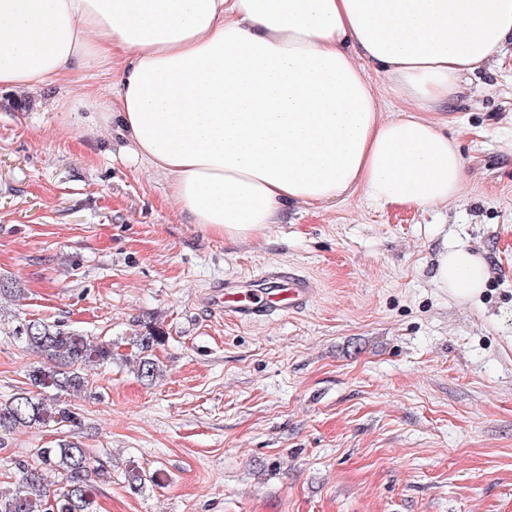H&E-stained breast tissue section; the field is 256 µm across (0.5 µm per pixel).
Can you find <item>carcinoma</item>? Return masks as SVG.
<instances>
[{
    "label": "carcinoma",
    "instance_id": "cac0c4a2",
    "mask_svg": "<svg viewBox=\"0 0 512 512\" xmlns=\"http://www.w3.org/2000/svg\"><path fill=\"white\" fill-rule=\"evenodd\" d=\"M24 348L45 357L52 366L28 368L26 379L31 389H21L0 399V439L20 427L59 425L74 421L73 412L42 397L50 390L58 397L78 395L91 384L88 371L112 363V344L75 332H65L43 321L28 320L13 330ZM164 337L155 332L129 339L135 355L125 357L136 375L149 383L162 376L152 355ZM20 479L13 491L0 494V512H43L47 473L61 476L62 486L53 493L51 512H96V483L112 478V469L103 457L74 441H63L56 448H41L36 460L18 464Z\"/></svg>",
    "mask_w": 512,
    "mask_h": 512
}]
</instances>
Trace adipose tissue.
<instances>
[{"mask_svg":"<svg viewBox=\"0 0 512 512\" xmlns=\"http://www.w3.org/2000/svg\"><path fill=\"white\" fill-rule=\"evenodd\" d=\"M511 37L512 0H0V87L121 57L115 94L86 110L196 224L244 240L291 202L458 198L463 159L440 112ZM384 93L400 114L382 112ZM434 279L465 299L484 270L454 245Z\"/></svg>","mask_w":512,"mask_h":512,"instance_id":"adipose-tissue-1","label":"adipose tissue"}]
</instances>
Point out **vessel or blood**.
<instances>
[{"label": "vessel or blood", "mask_w": 512, "mask_h": 512, "mask_svg": "<svg viewBox=\"0 0 512 512\" xmlns=\"http://www.w3.org/2000/svg\"><path fill=\"white\" fill-rule=\"evenodd\" d=\"M261 287L244 280H230L218 287L214 304L225 315L240 320L269 317L306 308L318 292L310 277L281 268L265 270Z\"/></svg>", "instance_id": "b4317fda"}]
</instances>
